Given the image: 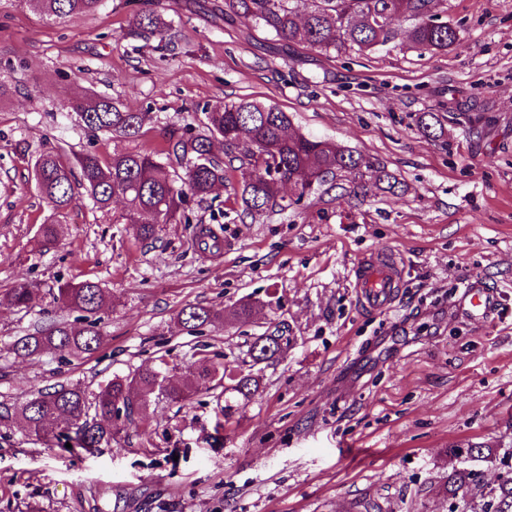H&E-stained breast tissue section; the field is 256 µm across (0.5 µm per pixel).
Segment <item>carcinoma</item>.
I'll list each match as a JSON object with an SVG mask.
<instances>
[{
	"instance_id": "obj_1",
	"label": "carcinoma",
	"mask_w": 512,
	"mask_h": 512,
	"mask_svg": "<svg viewBox=\"0 0 512 512\" xmlns=\"http://www.w3.org/2000/svg\"><path fill=\"white\" fill-rule=\"evenodd\" d=\"M50 17L63 20L74 15L97 12L103 0H35ZM299 0H223L221 12L228 18L243 17L274 39L288 45H302L327 57L352 50L371 51L405 38L422 53H444L460 44V30L435 10L438 0H309L302 11ZM403 19L405 30L395 27ZM130 36L156 37L170 43L177 37L171 22L153 12L137 15L127 30ZM82 124L94 132L116 137L137 136L149 119L146 112H129L116 99L85 96L71 104ZM202 128L181 136H169L161 150L137 154L115 153L106 161L91 154L46 152L31 161L35 186L53 211L68 208L75 189H83L94 204L107 208L114 200L125 204L122 218L136 225L137 235L151 239L160 224H177L184 217L189 196L201 200L238 178L244 215L253 219L276 210H288L281 195L290 186L296 200L327 194L340 189L336 199L357 198L365 179L387 183L391 175L352 152L328 140H317L290 131L288 113L275 105L253 99L218 102L202 108ZM224 146V159L215 157V144ZM177 164L182 173L171 177L168 168ZM204 251L220 252L223 239L211 228L200 225ZM40 299L39 285L20 281L8 292V301L19 308H30ZM54 300L61 307L78 313L72 322L56 321L17 338L11 350L17 357L32 358L47 353H66L75 358L89 357L102 347V336L95 315L111 299L97 283L83 281L58 286ZM224 316L211 308L186 305L177 322L187 333H200L206 327L224 325ZM290 337L277 327L254 337L247 356L248 370H234L220 361L203 358L190 377L174 386L167 375V364L115 375L98 391L87 393L78 386L60 385L32 391L21 405L0 402V424L20 420L29 431L64 439L72 448L88 451L110 445L134 416L151 399L163 395L183 404L214 378L225 382L224 393L247 400L260 385L258 365L288 349ZM479 471L452 468L442 486L452 499L449 512H512V465L505 466L497 482L484 486ZM464 495H459V492Z\"/></svg>"
}]
</instances>
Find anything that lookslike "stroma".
Wrapping results in <instances>:
<instances>
[{"instance_id": "1", "label": "stroma", "mask_w": 512, "mask_h": 512, "mask_svg": "<svg viewBox=\"0 0 512 512\" xmlns=\"http://www.w3.org/2000/svg\"><path fill=\"white\" fill-rule=\"evenodd\" d=\"M221 3L103 0L96 14L55 21L28 0H0V401L61 384L95 391L161 360L178 385L200 354L237 367L254 336L284 325L291 338L220 435L216 387L181 407L152 399L90 453L0 426V512H364L366 501L448 512L436 491L451 467L494 476L512 445V0H446L462 32L445 53L395 42L335 58L226 21ZM147 5L173 22L175 44L126 36ZM82 91L149 113L142 135L81 126L69 104ZM242 98L385 166L401 196L371 184L360 202L329 193L254 220L228 182L188 198L189 223L142 240L122 202L102 210L80 192L55 212L35 188L33 155L157 150L199 128L203 106ZM476 98L489 105L480 122L466 109ZM425 112L440 117L436 136L418 127ZM199 222L223 238L221 255L194 249ZM44 224L56 225L55 244H41ZM378 250L404 274L392 303L372 310L354 270ZM469 279L497 295L491 318L461 314ZM21 280L43 290L33 308L2 301ZM85 280L112 297L100 351L15 357L18 336L67 319L53 289ZM244 299L249 320L194 336L175 322L185 305ZM468 442L493 453L450 456Z\"/></svg>"}]
</instances>
